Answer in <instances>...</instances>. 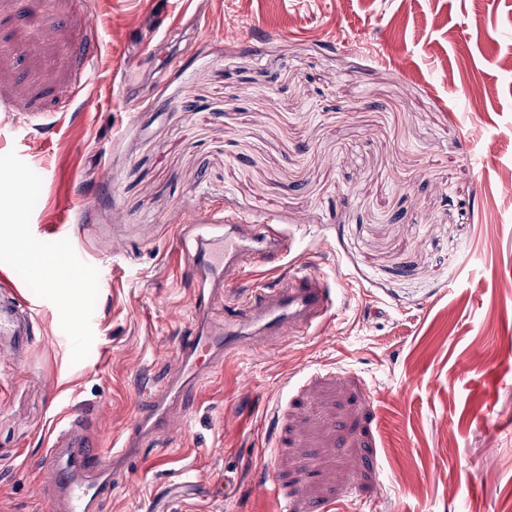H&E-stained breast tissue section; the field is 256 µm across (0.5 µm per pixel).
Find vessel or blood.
<instances>
[{
  "label": "vessel or blood",
  "mask_w": 512,
  "mask_h": 512,
  "mask_svg": "<svg viewBox=\"0 0 512 512\" xmlns=\"http://www.w3.org/2000/svg\"><path fill=\"white\" fill-rule=\"evenodd\" d=\"M229 229L213 235L199 231L196 247L181 262V275L194 290L192 335L179 339L175 371L160 396L139 411L109 445L87 440L79 417L61 413L52 430L50 448L35 459L43 474L42 494L52 512H98L112 492L118 465L140 455L141 446L163 430L183 429L184 419L173 416L201 381L234 354L264 358L272 340L310 335L335 308L336 295L327 276L300 270L291 257L293 239L274 224H257L241 214L225 216ZM285 263L288 273L277 284L243 289L249 269ZM243 289L239 314L225 315L219 327L207 325L215 295ZM39 302L19 299L12 291L0 295V342L23 348L38 326Z\"/></svg>",
  "instance_id": "obj_1"
}]
</instances>
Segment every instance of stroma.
I'll return each mask as SVG.
<instances>
[{"mask_svg":"<svg viewBox=\"0 0 512 512\" xmlns=\"http://www.w3.org/2000/svg\"><path fill=\"white\" fill-rule=\"evenodd\" d=\"M0 16V231L30 251L0 247V287L41 298L30 349L0 350V512H48L30 462L58 404L101 443L147 406L195 328L179 226L228 210L288 227L336 312L227 360L98 512H512V0Z\"/></svg>","mask_w":512,"mask_h":512,"instance_id":"stroma-1","label":"stroma"}]
</instances>
